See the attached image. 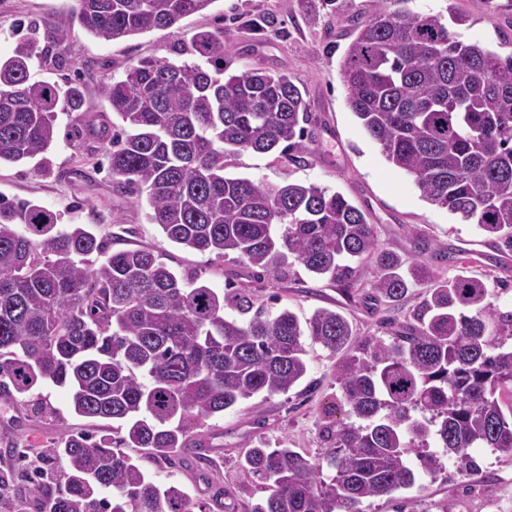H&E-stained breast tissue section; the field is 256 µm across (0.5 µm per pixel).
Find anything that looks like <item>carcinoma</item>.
<instances>
[{"label":"carcinoma","mask_w":512,"mask_h":512,"mask_svg":"<svg viewBox=\"0 0 512 512\" xmlns=\"http://www.w3.org/2000/svg\"><path fill=\"white\" fill-rule=\"evenodd\" d=\"M77 2L42 39L25 37L0 59V163L36 158L47 169L57 112L83 106L78 87L29 79L72 25L116 41L172 28L214 0ZM403 3L381 0L356 26L341 63L349 107L426 201L512 252V53L464 43ZM189 54L196 60L143 59L101 86L124 123L109 150L116 187L146 191L168 241L218 259L235 254L273 275L298 263L348 287L368 260L372 288L391 301L428 282L418 325L351 354L352 328L334 310L301 320L286 307L256 308L243 288L220 293L179 276L149 249L109 254L88 225L61 232L42 206L0 197V387L69 386L76 415L126 429L72 433L39 452L60 463L59 478L31 468L35 493H18L16 512H193L183 490L157 485L125 449L185 466L200 421L305 378L306 338L346 352L337 379L351 422L328 431L325 464L262 441L249 449L241 469L269 492L250 512H360L363 500L414 484L412 453L451 457L466 474L473 448L512 452V350L501 342L512 309L493 306L481 279L404 266L337 192L227 175L237 151L306 153L309 104L284 70L228 72L213 32L196 34Z\"/></svg>","instance_id":"cac0c4a2"}]
</instances>
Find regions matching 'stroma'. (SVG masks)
<instances>
[{
    "instance_id": "1",
    "label": "stroma",
    "mask_w": 512,
    "mask_h": 512,
    "mask_svg": "<svg viewBox=\"0 0 512 512\" xmlns=\"http://www.w3.org/2000/svg\"><path fill=\"white\" fill-rule=\"evenodd\" d=\"M75 4L76 0H0V57L11 55L21 36L20 24L32 20L43 27L54 24ZM407 6L440 17L460 41L479 43L502 55L512 53V6L505 0H408ZM378 7L379 0H338L333 12L324 9L321 0H213L172 29L113 42L73 26L58 54L34 63L30 74L32 80L62 86L80 83L85 103L79 110L58 114L46 173L36 172L30 162L0 165V195L26 198L47 208L62 229L91 225L109 251L151 249L174 272L200 275L213 288L235 283L247 289L256 304L286 307L301 318L319 308L340 312L359 342L386 339L413 325L426 285L410 288L399 302L380 300L371 287L374 268L368 262L361 265L349 290L299 264L284 278L257 277L235 256L218 260L167 241L148 218L146 193L132 194L113 185L105 141L85 133L93 124L110 128L121 123L101 97V85L121 77L129 65L142 59L185 61L195 33L220 32L231 71L259 66L284 69L305 90L310 105L308 151L302 161L277 151L244 150L228 156L226 174L270 184L314 183L341 193L366 214L382 248L399 254L406 263L427 264L448 277L466 271L486 282L491 304L510 309L512 255L501 253L476 225L426 201L412 177L386 162L347 104L340 62L353 39L355 23L369 19ZM454 11L466 16V24L452 23ZM250 19L272 21L279 35L258 38L246 25ZM422 239L430 242V249L419 248ZM306 349L310 388L258 394L202 420L188 445L205 449V463L179 468L135 448L131 456L157 484L184 489L197 504H209V486L216 483L232 491L234 512H249L252 504L267 496L261 482L239 468L249 448L260 441L273 447L283 443L310 458H323L332 451L328 428L345 418L336 379L339 355L311 343ZM71 398L70 388L51 384L43 386L37 397L0 391V474L9 478V494L18 491L19 460L34 458L36 449L51 447L76 430L124 434L119 421L75 415ZM472 457L477 468L465 475L446 457L434 469L413 462V487L364 500L361 510L396 512L410 501L415 512H437L439 504L450 501L454 512H483L485 490L492 482L503 506L512 512V453L476 448Z\"/></svg>"
}]
</instances>
